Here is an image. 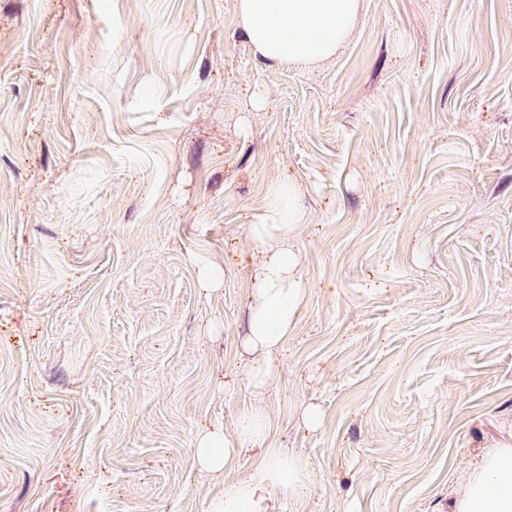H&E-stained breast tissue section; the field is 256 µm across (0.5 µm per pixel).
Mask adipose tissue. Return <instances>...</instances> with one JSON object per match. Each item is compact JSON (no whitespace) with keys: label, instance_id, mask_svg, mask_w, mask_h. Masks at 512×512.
Masks as SVG:
<instances>
[{"label":"adipose tissue","instance_id":"obj_1","mask_svg":"<svg viewBox=\"0 0 512 512\" xmlns=\"http://www.w3.org/2000/svg\"><path fill=\"white\" fill-rule=\"evenodd\" d=\"M234 12L255 55L272 63L317 66L335 57L353 34L360 0H233ZM300 189L289 185L286 198L271 202L249 234L256 256L247 270L248 330L242 343L238 381L262 394L278 376L282 355L304 306L308 284L292 243L294 225L305 215ZM273 421L263 408L242 411L232 433L217 427L194 442L203 469L219 476L233 460L248 465L207 512H268L275 485L306 495L305 463L271 445ZM452 512H512V443L488 449L471 464Z\"/></svg>","mask_w":512,"mask_h":512}]
</instances>
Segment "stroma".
<instances>
[{"instance_id": "1", "label": "stroma", "mask_w": 512, "mask_h": 512, "mask_svg": "<svg viewBox=\"0 0 512 512\" xmlns=\"http://www.w3.org/2000/svg\"><path fill=\"white\" fill-rule=\"evenodd\" d=\"M285 179L308 300L264 406L314 490L269 512H448L512 442V0H361L314 69L231 0H0V512L223 496L244 461L194 439L255 404L224 386Z\"/></svg>"}]
</instances>
